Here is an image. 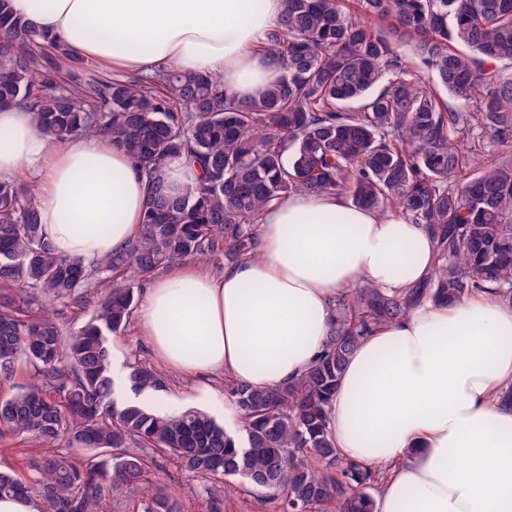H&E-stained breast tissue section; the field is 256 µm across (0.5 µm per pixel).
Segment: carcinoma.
I'll use <instances>...</instances> for the list:
<instances>
[{"label":"carcinoma","mask_w":512,"mask_h":512,"mask_svg":"<svg viewBox=\"0 0 512 512\" xmlns=\"http://www.w3.org/2000/svg\"><path fill=\"white\" fill-rule=\"evenodd\" d=\"M266 49L281 74L246 102L215 75L175 68L97 78L0 0V105L28 104L52 142L104 138L148 188L137 239L94 262L57 254L34 189L0 181V379L33 376L0 398V438L42 449L0 470V496L37 497L46 512H100L114 496L129 512H182L153 483L150 448L206 480L244 479L281 512H375L377 471L343 460L329 422L360 340L418 303L451 305L478 288L512 306V154L485 153L512 145V72L500 69L512 66V0H285ZM175 155L201 170L178 197L165 176ZM332 192L431 231L430 279L405 294L357 286L336 301L304 374L229 385L239 434L198 408L157 409L167 378L152 366H128L133 397L118 401L109 338L128 327L146 277L255 257L267 209ZM56 302L89 313L78 331L63 335Z\"/></svg>","instance_id":"cac0c4a2"}]
</instances>
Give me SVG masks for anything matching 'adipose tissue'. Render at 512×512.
Returning a JSON list of instances; mask_svg holds the SVG:
<instances>
[{
    "mask_svg": "<svg viewBox=\"0 0 512 512\" xmlns=\"http://www.w3.org/2000/svg\"><path fill=\"white\" fill-rule=\"evenodd\" d=\"M69 54L142 77L177 66L260 95L280 74L259 47L284 0H11ZM33 184L43 231L64 256L89 260L140 232L147 184L100 137L49 142L35 114L0 107V179ZM259 255L211 274L178 265L145 289L135 323L168 371L217 401L215 374L256 387L299 377L321 351L336 299L368 283L403 293L431 277L425 226L294 194L258 228ZM512 306L492 292L429 301L376 328L351 356L331 402L341 457L381 470L378 512H512Z\"/></svg>",
    "mask_w": 512,
    "mask_h": 512,
    "instance_id": "adipose-tissue-1",
    "label": "adipose tissue"
}]
</instances>
